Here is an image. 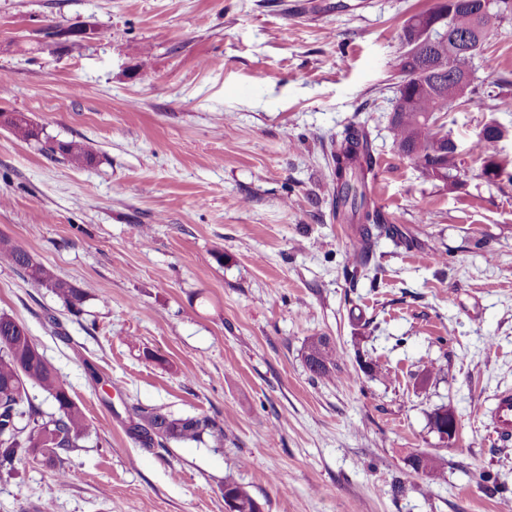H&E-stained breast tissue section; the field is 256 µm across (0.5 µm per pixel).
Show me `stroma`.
<instances>
[{"instance_id":"obj_1","label":"stroma","mask_w":512,"mask_h":512,"mask_svg":"<svg viewBox=\"0 0 512 512\" xmlns=\"http://www.w3.org/2000/svg\"><path fill=\"white\" fill-rule=\"evenodd\" d=\"M437 2L0 0V112L96 155L75 168L0 126V235L86 296L73 316L0 259V313L92 428L66 481L28 460L0 476V512H224L228 475L264 512H512L492 419L512 389V15L469 63L477 103L438 115L450 186L388 128L402 27ZM362 121L370 195L408 239L378 241L374 280L346 276L331 205L330 141ZM491 121L493 181L473 150ZM313 336L339 380L307 368ZM136 406L211 417L224 441L139 447ZM421 453L443 480L413 472ZM305 361L310 372L318 379L334 380L340 353L326 336L311 337L305 347ZM453 415H455L453 409L450 407H442L434 413L431 421L438 433L440 432V425L448 422V424L441 427V435L448 438V440H453L458 430V420L457 417ZM448 416L450 417L448 418Z\"/></svg>"}]
</instances>
